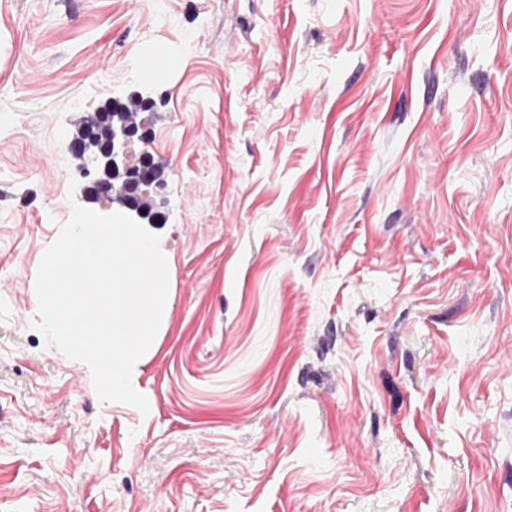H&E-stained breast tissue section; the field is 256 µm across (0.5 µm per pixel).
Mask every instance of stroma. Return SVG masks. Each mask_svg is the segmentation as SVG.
Wrapping results in <instances>:
<instances>
[{"label":"stroma","mask_w":512,"mask_h":512,"mask_svg":"<svg viewBox=\"0 0 512 512\" xmlns=\"http://www.w3.org/2000/svg\"><path fill=\"white\" fill-rule=\"evenodd\" d=\"M134 94L145 413L31 325ZM0 512H512V0H0Z\"/></svg>","instance_id":"stroma-1"}]
</instances>
